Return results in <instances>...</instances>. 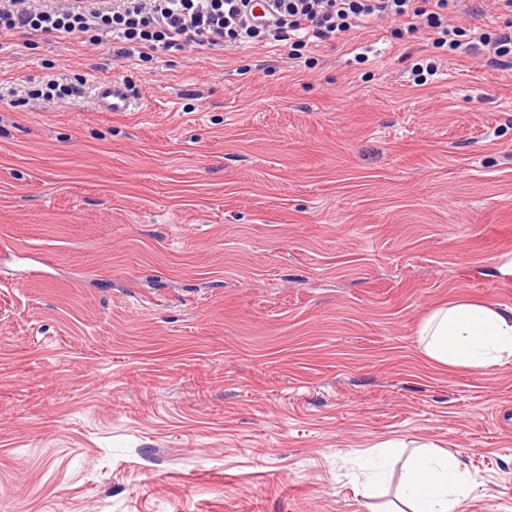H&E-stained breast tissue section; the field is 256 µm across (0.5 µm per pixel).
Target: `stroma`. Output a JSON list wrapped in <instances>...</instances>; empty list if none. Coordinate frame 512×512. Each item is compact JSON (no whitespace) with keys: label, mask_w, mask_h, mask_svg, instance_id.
<instances>
[{"label":"stroma","mask_w":512,"mask_h":512,"mask_svg":"<svg viewBox=\"0 0 512 512\" xmlns=\"http://www.w3.org/2000/svg\"><path fill=\"white\" fill-rule=\"evenodd\" d=\"M392 23L311 49L21 37L0 88V512H387L378 440L456 453L464 512H512V364L417 347L460 298L512 307V66ZM366 52V62L356 55ZM143 108L103 112L91 82ZM77 90L63 79H50L42 85L40 89H32L30 95L35 99L47 101H56L65 104H71L75 98ZM403 443L397 439H385L375 443L365 451L368 456L361 471L364 496H370L374 489L384 480L385 470L397 448Z\"/></svg>","instance_id":"1"}]
</instances>
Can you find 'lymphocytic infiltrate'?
<instances>
[{
  "label": "lymphocytic infiltrate",
  "mask_w": 512,
  "mask_h": 512,
  "mask_svg": "<svg viewBox=\"0 0 512 512\" xmlns=\"http://www.w3.org/2000/svg\"><path fill=\"white\" fill-rule=\"evenodd\" d=\"M252 0H0V45L14 37L56 36L111 45L119 59L138 63L161 52L224 44L287 48L299 60L370 24L393 23L402 40L419 31L434 55L411 67L416 85L436 75L440 57L486 52L492 63H512V0H271L267 24L249 20ZM506 25H497L499 17Z\"/></svg>",
  "instance_id": "lymphocytic-infiltrate-1"
}]
</instances>
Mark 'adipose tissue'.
I'll return each instance as SVG.
<instances>
[{"mask_svg": "<svg viewBox=\"0 0 512 512\" xmlns=\"http://www.w3.org/2000/svg\"><path fill=\"white\" fill-rule=\"evenodd\" d=\"M417 344L424 357L447 367L481 371L512 363V308L465 299L435 308L422 319ZM400 446L399 440L385 439L367 449L364 495L383 481ZM474 490L456 455L425 444L406 472L393 512H464Z\"/></svg>", "mask_w": 512, "mask_h": 512, "instance_id": "1", "label": "adipose tissue"}]
</instances>
